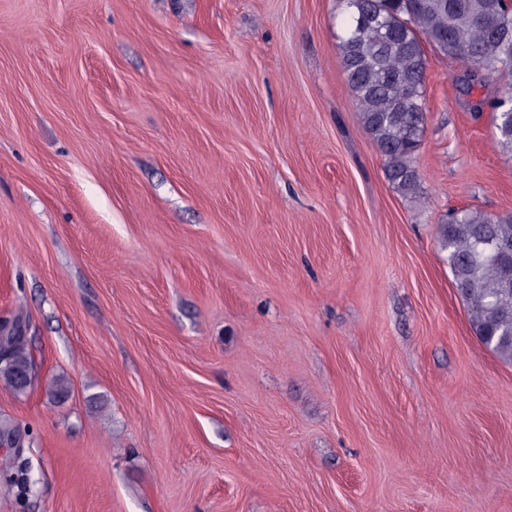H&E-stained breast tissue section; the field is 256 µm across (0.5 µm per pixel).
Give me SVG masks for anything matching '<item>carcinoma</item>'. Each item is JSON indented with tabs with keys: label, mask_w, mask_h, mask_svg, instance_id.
<instances>
[{
	"label": "carcinoma",
	"mask_w": 512,
	"mask_h": 512,
	"mask_svg": "<svg viewBox=\"0 0 512 512\" xmlns=\"http://www.w3.org/2000/svg\"><path fill=\"white\" fill-rule=\"evenodd\" d=\"M339 49L366 133L384 157L392 187L409 197L420 186L415 158L426 124L424 106L429 43L474 72L458 78L465 92L476 82L504 86L474 109L493 115L497 144L512 155V10L503 0H343ZM441 249L457 294L465 302L479 341L512 362V213L488 216L464 209L439 225ZM24 312L0 331V385L21 396L35 377ZM28 380L18 381V374ZM19 426L0 421V447L19 442ZM4 476L21 490L28 480L18 456L5 462Z\"/></svg>",
	"instance_id": "1"
}]
</instances>
